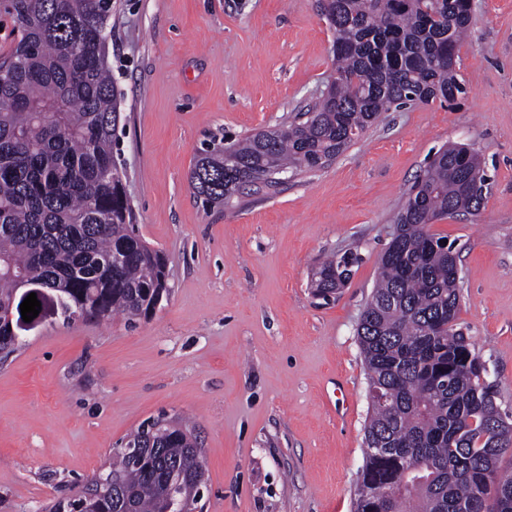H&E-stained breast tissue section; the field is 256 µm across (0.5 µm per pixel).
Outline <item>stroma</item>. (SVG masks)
<instances>
[{"instance_id":"obj_1","label":"stroma","mask_w":512,"mask_h":512,"mask_svg":"<svg viewBox=\"0 0 512 512\" xmlns=\"http://www.w3.org/2000/svg\"><path fill=\"white\" fill-rule=\"evenodd\" d=\"M472 15L455 109L384 113L331 164L206 207L189 183L204 144L319 97L333 33L319 0H120L113 152L169 293L147 318L46 322L0 360V512L72 496L158 418L198 436L204 512H353L370 411L357 327L412 183L449 144L479 153L491 190L430 230L460 255L459 323L512 413V0ZM349 250L350 283L318 303L314 266Z\"/></svg>"}]
</instances>
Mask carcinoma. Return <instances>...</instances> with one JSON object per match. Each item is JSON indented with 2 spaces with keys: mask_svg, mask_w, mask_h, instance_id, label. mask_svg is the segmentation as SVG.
I'll return each mask as SVG.
<instances>
[{
  "mask_svg": "<svg viewBox=\"0 0 512 512\" xmlns=\"http://www.w3.org/2000/svg\"><path fill=\"white\" fill-rule=\"evenodd\" d=\"M116 0H0L16 38L0 74V353L22 345L17 312L25 281L45 290L66 321L114 313L146 317L168 291L162 253L141 239L113 153L124 120L108 64ZM334 35L337 79L293 120L201 149L190 172L197 198L221 204L287 170L341 155L386 112L468 93L451 58L471 21L470 0H320ZM233 160L224 163V153ZM487 181L475 152L443 147L396 217L357 328L370 403L355 512H512V416L502 413L486 366L457 323L460 277L453 245L430 221L477 212ZM351 252L321 261L312 294L329 302L358 265ZM105 469L119 478L93 498L48 512H166L194 501L201 451L168 421L139 428ZM378 489L393 497L381 498Z\"/></svg>",
  "mask_w": 512,
  "mask_h": 512,
  "instance_id": "1",
  "label": "carcinoma"
}]
</instances>
